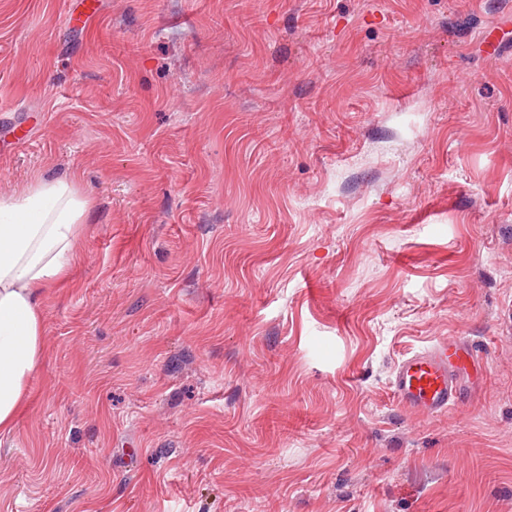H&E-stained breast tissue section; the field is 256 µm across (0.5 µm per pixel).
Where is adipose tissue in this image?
<instances>
[{"mask_svg":"<svg viewBox=\"0 0 512 512\" xmlns=\"http://www.w3.org/2000/svg\"><path fill=\"white\" fill-rule=\"evenodd\" d=\"M92 204L75 174L0 195V434L30 394L44 353V294L68 279Z\"/></svg>","mask_w":512,"mask_h":512,"instance_id":"1","label":"adipose tissue"}]
</instances>
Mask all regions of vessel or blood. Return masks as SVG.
Instances as JSON below:
<instances>
[{
    "label": "vessel or blood",
    "mask_w": 512,
    "mask_h": 512,
    "mask_svg": "<svg viewBox=\"0 0 512 512\" xmlns=\"http://www.w3.org/2000/svg\"><path fill=\"white\" fill-rule=\"evenodd\" d=\"M483 356L470 342L451 336L402 358L392 373L397 402L417 415H440L466 399L465 376L479 369Z\"/></svg>",
    "instance_id": "1"
}]
</instances>
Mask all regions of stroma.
I'll list each match as a JSON object with an SVG mask.
<instances>
[{"label":"stroma","instance_id":"obj_1","mask_svg":"<svg viewBox=\"0 0 512 512\" xmlns=\"http://www.w3.org/2000/svg\"><path fill=\"white\" fill-rule=\"evenodd\" d=\"M73 172L0 512H512V0H0V193ZM482 360L480 350L460 337L438 339L395 365L393 395L410 413L427 416L446 413L465 402V375L480 369Z\"/></svg>","mask_w":512,"mask_h":512}]
</instances>
